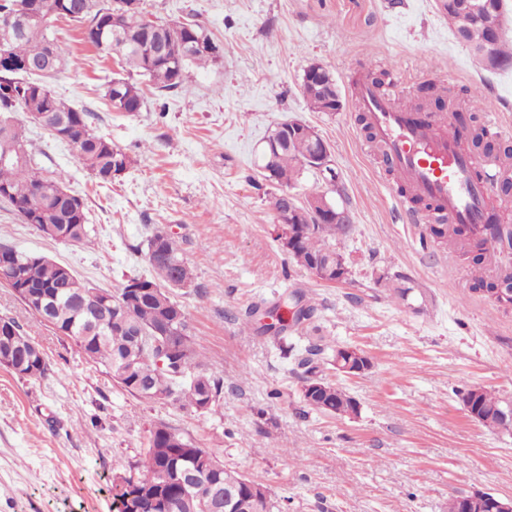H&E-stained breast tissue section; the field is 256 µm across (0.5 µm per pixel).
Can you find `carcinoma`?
I'll list each match as a JSON object with an SVG mask.
<instances>
[{"instance_id":"1","label":"carcinoma","mask_w":512,"mask_h":512,"mask_svg":"<svg viewBox=\"0 0 512 512\" xmlns=\"http://www.w3.org/2000/svg\"><path fill=\"white\" fill-rule=\"evenodd\" d=\"M35 1L47 25L14 30V39L8 58L0 60V144L5 141L25 142L22 127L14 120L18 112L40 114V126L51 136L70 144L77 152L78 161L102 184H110L129 168L131 159L112 140L95 133L88 123V113L79 111L59 98L49 84V79L62 66L60 51L50 34V22L62 17L57 12L63 0H0V18L13 16L21 6ZM79 5L80 14L71 22L80 27L83 39L102 56L118 58L122 67L136 72L151 82L158 92H169L185 83L191 65L216 64L221 58V46L213 34L196 20L188 22H153L142 13L140 0H72ZM441 12L448 18L454 36H462L480 66L489 72L512 68V41L501 36L496 42L494 57L481 52L488 38V29L476 18L462 16L454 0L443 4ZM56 59V67L41 68L34 72L18 71L22 64H38ZM302 92L315 112H337L342 103L339 85L330 90L315 81L302 80ZM105 97L116 112H138L144 98L138 83L132 78L114 77L106 83ZM469 141L475 154H490L495 150L504 158H512V149L495 146L488 131L478 125L468 129ZM266 140L275 144L274 159L265 178L276 182L280 192L272 196L271 206L278 213L283 207L282 191L291 190L305 171L300 158L309 150L310 139L305 133H291L288 123L278 124ZM30 154L21 160L0 163V198L6 197L17 215L25 216L26 224H53L64 230V236L74 242L89 239L93 229L87 224L86 207L81 197L57 195L64 186L66 175L46 178L31 165ZM287 253L300 265L310 267V260H325L332 255H344L335 241L342 240L348 231L340 224L323 221L320 224H292L288 226ZM443 239H454L459 250L466 249L473 237L455 224H441L434 230ZM147 254L160 252L157 261L148 259L152 269L149 278L134 277L111 295L112 328L103 335L93 333L77 341L88 358L105 366L113 379L128 392L159 404H178L199 413H205L219 401L223 379L208 372L207 362L197 348L188 323L185 307L175 300L169 289L188 288L193 273L184 260L173 238L161 231L155 232L146 243ZM10 278L8 287L16 291L18 282L11 277L19 274L34 290L58 294L52 302L50 324L64 334L70 326L92 320L87 313L77 312L63 299L72 295V289L59 287L60 264L43 259V256L25 253L0 244V270ZM498 284L484 277L475 279L471 291L481 293L499 302ZM294 309L295 326L315 323L316 307L304 295L291 292L268 310L256 305L246 311L245 325H254L264 333L282 342L290 326L278 319V326L263 324L265 316L280 310ZM169 321L172 335L163 338L154 334L158 321ZM0 347L14 345L17 365L5 363L3 367L20 378L38 379L46 375V359L34 337L28 335L14 319L0 317ZM304 369V385L319 384L323 390L311 394L301 390L306 406L320 413L328 408H340L339 416L357 413L356 400L342 388L316 378L317 363L310 357L299 359ZM507 405L486 390H478L473 410L479 423L496 429L499 410ZM191 448L198 454L209 456L214 468L200 472L193 496H182L178 485L170 481L173 469L181 465L184 449ZM231 492L246 512H278L272 497L259 503L251 501L250 490L262 488L257 482L238 472L226 470L217 457L204 448H196L192 441L166 423L157 424L151 431L145 459L131 464L129 473L112 479L110 493L116 512H127L126 498L138 493L143 498L156 497L170 504L159 512H209L213 485Z\"/></svg>"}]
</instances>
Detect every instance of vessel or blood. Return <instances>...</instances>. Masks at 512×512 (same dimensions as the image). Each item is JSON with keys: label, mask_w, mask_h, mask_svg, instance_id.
Returning a JSON list of instances; mask_svg holds the SVG:
<instances>
[{"label": "vessel or blood", "mask_w": 512, "mask_h": 512, "mask_svg": "<svg viewBox=\"0 0 512 512\" xmlns=\"http://www.w3.org/2000/svg\"><path fill=\"white\" fill-rule=\"evenodd\" d=\"M356 109L372 131L373 145L408 190L397 199L398 214L412 224L424 226L440 218L465 225L473 235L483 233L486 213L501 203L498 158L473 154L452 116L417 122L401 87L380 91L360 84ZM415 196L431 202L432 211H414Z\"/></svg>", "instance_id": "vessel-or-blood-1"}]
</instances>
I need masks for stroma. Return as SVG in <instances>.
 I'll return each mask as SVG.
<instances>
[{"mask_svg": "<svg viewBox=\"0 0 512 512\" xmlns=\"http://www.w3.org/2000/svg\"><path fill=\"white\" fill-rule=\"evenodd\" d=\"M435 2L142 0L157 22L195 16L223 57L190 69L174 92L142 82L144 104L133 113L104 98L116 60L99 56L74 24L53 22L64 63L52 88L86 110L131 166L100 184L72 146L23 121L29 152L45 174L65 172L94 232L88 245L53 240L0 201V244L115 291L150 276L147 238L171 235L194 275L172 294L224 395L203 414L133 396L0 284V317L34 336L48 364L39 379L0 367V512H112L113 476L144 459L160 422L263 483L281 512H448L451 499L478 490L512 498V432L485 428L461 402L472 388L512 401V308L472 292L477 271L466 256L398 221L396 179L380 177L382 160L357 123L355 85L371 66L403 82L412 101L428 82L459 109L479 95L476 123L497 111L501 140L512 145V69L483 71ZM313 63L335 75L341 111L310 109L301 83ZM288 120L314 127L330 148L353 220L346 282L318 280L276 238L278 186L258 154ZM380 272L390 283L377 281ZM397 284L409 288L407 299L397 298ZM286 290L316 306L327 341L369 358L353 377L320 364L321 376L357 400V415L306 408L292 357L241 327L250 304H273Z\"/></svg>", "mask_w": 512, "mask_h": 512, "instance_id": "1", "label": "stroma"}]
</instances>
